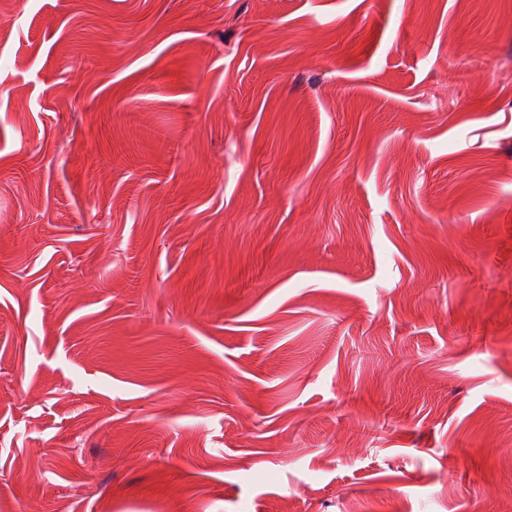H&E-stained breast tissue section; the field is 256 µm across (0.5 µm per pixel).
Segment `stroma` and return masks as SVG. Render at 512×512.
I'll use <instances>...</instances> for the list:
<instances>
[{"mask_svg": "<svg viewBox=\"0 0 512 512\" xmlns=\"http://www.w3.org/2000/svg\"><path fill=\"white\" fill-rule=\"evenodd\" d=\"M0 19V512H512V0Z\"/></svg>", "mask_w": 512, "mask_h": 512, "instance_id": "stroma-1", "label": "stroma"}]
</instances>
